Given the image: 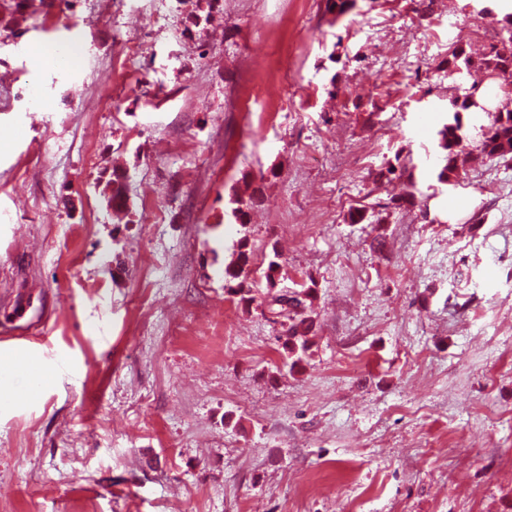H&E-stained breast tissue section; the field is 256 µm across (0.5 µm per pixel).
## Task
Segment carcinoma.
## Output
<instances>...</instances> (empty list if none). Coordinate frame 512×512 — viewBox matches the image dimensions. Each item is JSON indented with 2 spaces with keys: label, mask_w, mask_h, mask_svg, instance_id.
<instances>
[{
  "label": "carcinoma",
  "mask_w": 512,
  "mask_h": 512,
  "mask_svg": "<svg viewBox=\"0 0 512 512\" xmlns=\"http://www.w3.org/2000/svg\"><path fill=\"white\" fill-rule=\"evenodd\" d=\"M495 23L508 34V38L502 40L501 45L492 46L487 53L475 60L466 57L461 65L458 64L459 57L456 55L447 62L450 75L459 73L463 67H475L483 72L484 79L472 84L462 100L453 101L451 118L438 131V146L444 154L445 161L437 175L441 183H449L459 176L457 159L459 153L464 150L468 116L473 112L486 113L490 122L486 129L482 130L479 144L469 152L471 162L479 164L496 158H512V111L503 112L492 107V98L489 94L491 90L506 96L512 94V12L504 14L502 18L495 20ZM110 205L114 211H122L126 207L124 184L122 177L117 174L112 178ZM249 263L248 252L241 249L236 261L224 268V282H237V287L232 289L235 294L241 295L245 292L243 282L239 281V278ZM273 302L280 306L278 315L288 321L283 349L295 365L302 360V355L310 350L309 333L312 324L304 317V302L298 293L280 294L274 297Z\"/></svg>",
  "instance_id": "obj_1"
}]
</instances>
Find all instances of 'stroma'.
<instances>
[{"label": "stroma", "mask_w": 512, "mask_h": 512, "mask_svg": "<svg viewBox=\"0 0 512 512\" xmlns=\"http://www.w3.org/2000/svg\"><path fill=\"white\" fill-rule=\"evenodd\" d=\"M192 9L52 0L0 28V512H512V160L437 179L473 82L446 62L512 0ZM273 302L280 306L278 315L288 321L283 349L288 359L297 357L291 363V366L294 367L302 360L299 354L305 355L310 350L311 340L308 335L311 332L312 324L308 322L307 317L303 316L304 302L298 293L280 294L274 297Z\"/></svg>", "instance_id": "stroma-1"}]
</instances>
